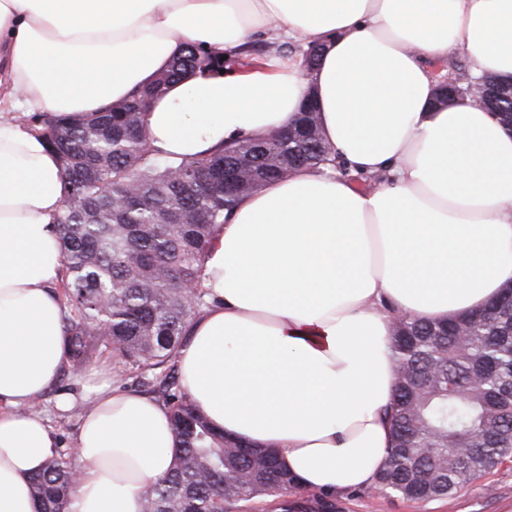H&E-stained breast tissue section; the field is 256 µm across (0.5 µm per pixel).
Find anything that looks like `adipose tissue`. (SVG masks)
I'll return each instance as SVG.
<instances>
[{
	"instance_id": "1",
	"label": "adipose tissue",
	"mask_w": 512,
	"mask_h": 512,
	"mask_svg": "<svg viewBox=\"0 0 512 512\" xmlns=\"http://www.w3.org/2000/svg\"><path fill=\"white\" fill-rule=\"evenodd\" d=\"M257 38L326 51L309 79L300 58L272 56L171 85L146 114L152 148L205 155L285 129L310 92L350 173L297 169L218 226L209 305L177 358L213 426L275 449L298 488L374 485L393 318L465 314L512 282V133L477 99L431 105L458 52L472 77L512 79V0H0V512H37L30 478L57 441L32 405L68 346L61 165L16 113L80 119L151 83L185 42ZM86 399L74 512H142V488L176 461L171 413L99 375Z\"/></svg>"
}]
</instances>
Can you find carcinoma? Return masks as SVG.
Instances as JSON below:
<instances>
[{
  "label": "carcinoma",
  "mask_w": 512,
  "mask_h": 512,
  "mask_svg": "<svg viewBox=\"0 0 512 512\" xmlns=\"http://www.w3.org/2000/svg\"><path fill=\"white\" fill-rule=\"evenodd\" d=\"M248 42L234 53L184 45L169 68L121 110L82 125L43 127L65 168L55 217L70 308L68 355L80 366L111 348L151 375L152 393L171 411L178 440L174 468L142 492L143 512H226L288 494L294 478L271 449L246 448L210 425L178 379L177 356L193 321L208 307L203 261L216 225L243 192L224 187V166L255 172V191L284 170L335 164L318 115L300 116V133L271 132L209 155L161 157L147 140L145 99L198 72L251 68L270 48ZM396 373L387 415L392 448L380 488L411 500L447 497L512 456V300L446 322L407 318L392 327ZM464 441L473 451L457 452ZM76 469L68 454L47 461L31 481L40 512H72Z\"/></svg>",
  "instance_id": "obj_1"
}]
</instances>
